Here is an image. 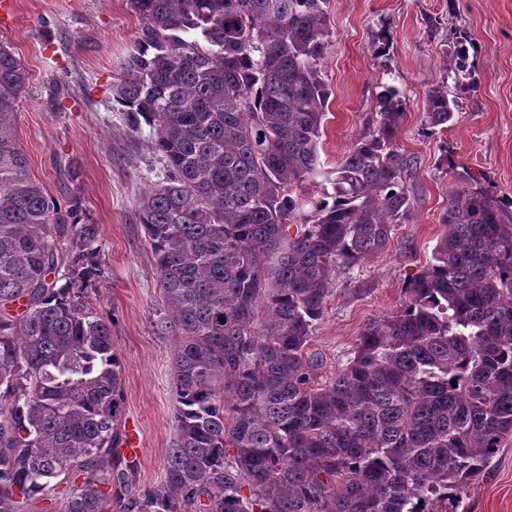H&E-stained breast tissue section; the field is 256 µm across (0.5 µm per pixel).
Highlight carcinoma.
<instances>
[{
  "label": "carcinoma",
  "instance_id": "1",
  "mask_svg": "<svg viewBox=\"0 0 512 512\" xmlns=\"http://www.w3.org/2000/svg\"><path fill=\"white\" fill-rule=\"evenodd\" d=\"M328 0H130L140 21L113 101L162 164L139 203L173 337L176 435L137 512H460L512 437V196L445 155L454 183L429 260L333 377L308 344L340 274L383 251L415 198L386 85L333 170ZM452 38L448 78L475 83ZM28 72L0 43V512L33 499L112 512L135 470L99 225L64 210L15 135ZM458 97L426 93L425 133ZM318 182L315 196L297 193Z\"/></svg>",
  "mask_w": 512,
  "mask_h": 512
}]
</instances>
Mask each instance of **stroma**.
Instances as JSON below:
<instances>
[{
    "mask_svg": "<svg viewBox=\"0 0 512 512\" xmlns=\"http://www.w3.org/2000/svg\"><path fill=\"white\" fill-rule=\"evenodd\" d=\"M328 17L323 65L333 95L321 163H341L382 86L392 85L407 101L397 144L416 165L407 223L395 226L384 251L333 284L309 344L326 378L352 355L367 322L395 308L404 280L429 257L454 182L439 165L442 152L494 194L512 193V0H329ZM458 29L473 40L476 83L461 95L447 131L429 137L425 96L448 77L446 48ZM138 32L129 0H19L14 24L0 29L28 72L15 130L30 172L61 207L79 203L103 239L107 278L91 295L112 318L123 422L140 426L144 448L129 481L113 486L112 512L160 482L175 437L173 345L153 327L161 292L138 220L139 200L161 164L149 127L132 130L112 98ZM461 500L464 512H512V439Z\"/></svg>",
    "mask_w": 512,
    "mask_h": 512,
    "instance_id": "35a3bbf8",
    "label": "stroma"
}]
</instances>
